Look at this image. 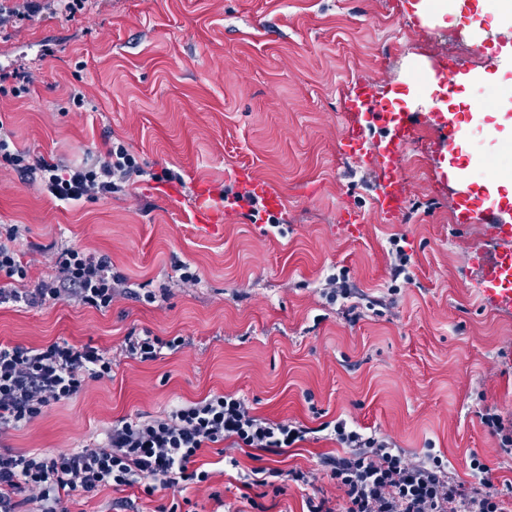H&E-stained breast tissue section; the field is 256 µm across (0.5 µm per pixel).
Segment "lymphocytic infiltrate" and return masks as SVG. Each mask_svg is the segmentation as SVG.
<instances>
[{"label":"lymphocytic infiltrate","instance_id":"1","mask_svg":"<svg viewBox=\"0 0 512 512\" xmlns=\"http://www.w3.org/2000/svg\"><path fill=\"white\" fill-rule=\"evenodd\" d=\"M82 0H18L0 7V25L48 11L74 17ZM0 160L23 175H38L42 186L62 202L109 196L139 173L136 158L124 146H110L95 162L69 166L32 157L0 133ZM57 276L29 285L30 264L0 242V304L43 305L63 298L99 310L111 307L126 279L114 272L108 256L91 257L66 246L52 253ZM112 376L111 356L91 346L56 341L44 347L0 343V438L42 414L44 408L76 398L90 381ZM303 426L272 423L254 414L245 399L211 395L173 406L165 415L143 421L119 420L108 429L103 446L87 444L47 454L0 448V512H66L73 497L92 496L101 488L140 486L146 495L183 482H204L207 471L195 468L199 451L225 439L245 448L277 453L303 440ZM331 434L346 455L326 460L332 479L345 494L342 510L326 500L308 501V512H504L490 467L472 456L470 468L485 488L464 497L446 476L441 456L425 453L408 463L387 441L362 434L347 421Z\"/></svg>","mask_w":512,"mask_h":512}]
</instances>
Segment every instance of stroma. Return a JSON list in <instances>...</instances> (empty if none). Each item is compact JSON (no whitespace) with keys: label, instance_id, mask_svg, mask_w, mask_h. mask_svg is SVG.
I'll return each mask as SVG.
<instances>
[{"label":"stroma","instance_id":"35a3bbf8","mask_svg":"<svg viewBox=\"0 0 512 512\" xmlns=\"http://www.w3.org/2000/svg\"><path fill=\"white\" fill-rule=\"evenodd\" d=\"M416 0H86L67 19L42 14L0 27V75L37 72L30 93L0 95V124L18 147L49 161L81 162L123 144L142 173L127 191L64 206L32 177L0 164V233L32 259L31 282L53 276L36 247L75 245L105 255L127 286L110 308L62 299L0 306V341L44 347L58 340L108 351L112 376L88 382L73 402L45 410L12 431L18 451H69L103 440L121 418L155 417L211 394L245 397L254 414L308 427L303 441L270 453L224 441L203 448V483L148 497L138 488L101 489L68 501L69 512H155L189 502L192 512H305L310 497L339 507L343 492L321 460L342 449L323 423L340 419L387 438L409 462L434 449L465 492L479 487L471 454L491 468L498 489L512 484V457L481 421L512 424V316L484 305L467 264L479 224L453 221L455 188L444 141L449 113L470 128L473 172L512 171V128L486 134L468 100L497 95L496 85H455L436 94L440 111L408 94L421 64L444 72L493 74L512 36L474 42L465 26L429 27ZM368 80L383 107L417 115L401 166L407 212L380 219L377 175L340 157L343 93ZM280 192L281 210L244 192L233 169ZM223 213L218 229L191 221L198 192ZM360 211L358 235L339 221ZM278 227H271V220ZM408 256L407 278L393 280L389 240ZM199 276L183 285L178 264ZM345 280L333 297L329 276ZM183 337L178 350L142 362L127 356L128 335ZM236 465H228V458ZM312 472L313 485H248L255 469Z\"/></svg>","mask_w":512,"mask_h":512}]
</instances>
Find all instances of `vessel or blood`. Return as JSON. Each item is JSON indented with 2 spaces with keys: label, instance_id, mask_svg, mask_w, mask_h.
<instances>
[{
  "label": "vessel or blood",
  "instance_id": "1",
  "mask_svg": "<svg viewBox=\"0 0 512 512\" xmlns=\"http://www.w3.org/2000/svg\"><path fill=\"white\" fill-rule=\"evenodd\" d=\"M348 112L337 142L339 155L355 159L374 167L380 174L376 188L375 208L387 221L403 216L407 199L402 188L399 160L407 147L414 128V115L410 112H379L374 105V90L370 83L362 82L348 88L342 102ZM383 127L385 134L377 145H370L368 127ZM481 213L483 227L498 246L493 260H485L482 249L471 251L469 260L482 269L477 292L486 306L505 316L512 315V223L505 214L512 212L508 201H488L469 186H461L454 204V220L468 224L474 213Z\"/></svg>",
  "mask_w": 512,
  "mask_h": 512
}]
</instances>
